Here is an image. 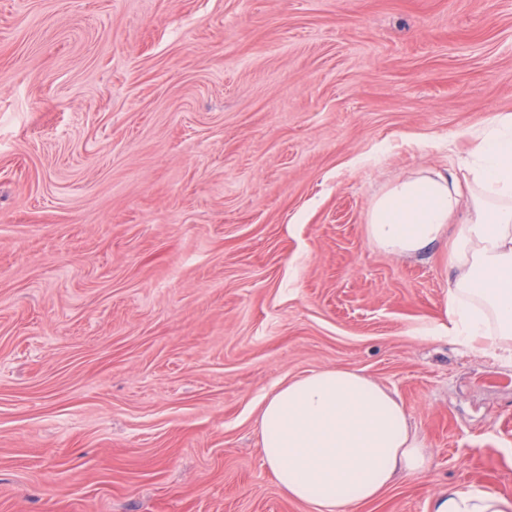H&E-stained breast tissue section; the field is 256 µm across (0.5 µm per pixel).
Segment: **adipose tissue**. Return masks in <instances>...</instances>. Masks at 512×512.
Masks as SVG:
<instances>
[{
	"instance_id": "adipose-tissue-1",
	"label": "adipose tissue",
	"mask_w": 512,
	"mask_h": 512,
	"mask_svg": "<svg viewBox=\"0 0 512 512\" xmlns=\"http://www.w3.org/2000/svg\"><path fill=\"white\" fill-rule=\"evenodd\" d=\"M466 180L436 172L404 179L373 204L368 233L384 252L416 254L453 237L456 270L443 329L473 346L512 343V117L479 138ZM260 454L288 499L313 512H357L400 476L426 466L401 403L368 377L324 370L289 380L259 412ZM432 512H512L489 487L449 486Z\"/></svg>"
}]
</instances>
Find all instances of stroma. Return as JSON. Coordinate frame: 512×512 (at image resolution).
Masks as SVG:
<instances>
[{"mask_svg":"<svg viewBox=\"0 0 512 512\" xmlns=\"http://www.w3.org/2000/svg\"><path fill=\"white\" fill-rule=\"evenodd\" d=\"M503 114L512 0H0V512H313L258 408L336 368L428 457L358 512L512 499V352L367 233ZM512 500L489 487L455 484L439 495L432 512H511Z\"/></svg>","mask_w":512,"mask_h":512,"instance_id":"obj_1","label":"stroma"}]
</instances>
